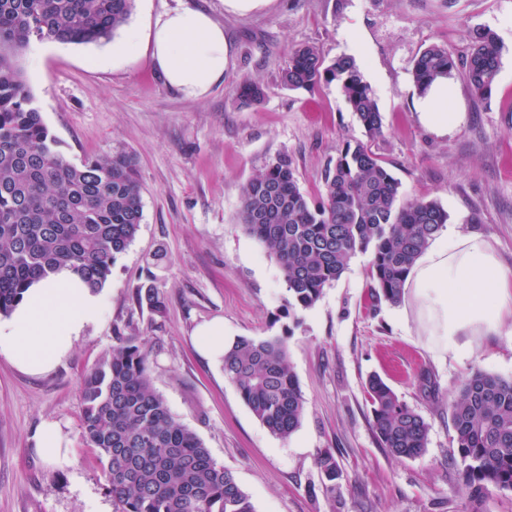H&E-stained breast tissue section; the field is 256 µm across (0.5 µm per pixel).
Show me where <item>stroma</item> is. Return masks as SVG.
Returning a JSON list of instances; mask_svg holds the SVG:
<instances>
[{"label":"stroma","instance_id":"1","mask_svg":"<svg viewBox=\"0 0 512 512\" xmlns=\"http://www.w3.org/2000/svg\"><path fill=\"white\" fill-rule=\"evenodd\" d=\"M207 11L224 28V78L200 98L166 85L143 52L113 62L127 29H148L165 11ZM493 30L503 45L490 101L461 75L448 109L461 121L440 136L418 120L416 57L441 45L466 54L467 27ZM316 45L325 60L354 57L383 118L371 142L401 183L402 199H436L450 222L493 240L512 269V0H274L238 16L223 0H134L123 29L90 44L31 41L19 59L44 123L72 162L128 152L140 174L142 221L105 285L101 322L45 376L0 357V512H116L103 466L82 438L83 377L133 336L150 353L152 386L172 414L231 470L255 512H472L454 461L449 402L475 371L512 378V335L475 342L464 362L439 360L399 305L375 301L371 256L357 254L306 310L287 313L286 284L267 248L242 228L243 186L278 155L291 158L300 189L317 198L328 162L345 142L366 139L336 83L311 91L280 84L289 52ZM247 79L264 98L242 105ZM156 276L166 308L135 299ZM224 323V340L285 337L305 399L289 438L252 414L197 330ZM380 374L429 423L427 451L397 459L377 444L365 383ZM429 384H422L421 374ZM59 423L74 466L45 464L34 436ZM331 453L341 472L333 493L317 466Z\"/></svg>","mask_w":512,"mask_h":512}]
</instances>
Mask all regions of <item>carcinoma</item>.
<instances>
[{"instance_id":"cac0c4a2","label":"carcinoma","mask_w":512,"mask_h":512,"mask_svg":"<svg viewBox=\"0 0 512 512\" xmlns=\"http://www.w3.org/2000/svg\"><path fill=\"white\" fill-rule=\"evenodd\" d=\"M132 0H0V315L7 316L33 283L67 267L90 287L105 286L142 220L137 164L125 153L71 162L44 124L18 65L32 39L85 44L110 38L128 19ZM470 50L454 56L431 45L414 61L413 82L427 93L460 71L481 100L492 97L502 46L486 27L468 31ZM336 82L368 138L384 135L381 112L350 56L330 64L318 48L291 50L281 84L292 90ZM238 96L264 97L253 81ZM436 199L400 201V182L365 143L346 145L329 163L320 201L301 191L292 161L276 157L242 189L243 229L279 265L288 309L313 307L359 253H370L374 296L396 304L416 258L448 223ZM159 312L156 277L136 292ZM83 378L82 436L98 450L117 512H254L233 473L179 422L151 385L149 352L133 336L118 337ZM225 376L274 435L291 436L304 397L282 336H239L224 348ZM366 394L382 448L399 459L426 451L430 425L379 375ZM461 478L478 506L488 485L512 491V378L475 372L449 403ZM317 464L329 485L340 476L333 455Z\"/></svg>"}]
</instances>
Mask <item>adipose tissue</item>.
<instances>
[{
	"label": "adipose tissue",
	"mask_w": 512,
	"mask_h": 512,
	"mask_svg": "<svg viewBox=\"0 0 512 512\" xmlns=\"http://www.w3.org/2000/svg\"><path fill=\"white\" fill-rule=\"evenodd\" d=\"M150 53L166 83L198 98L224 77L230 48L224 29L206 12L177 9L159 14L147 35L129 30L123 53ZM420 123L447 135L457 120L448 109V82L437 81L423 97ZM403 299L416 313L431 351L443 360L461 361L477 336H499L512 328V271L500 262L492 242L450 224L420 255L408 274ZM106 298L64 270L35 284L7 318L0 319V355L18 369L42 375L73 349L86 328L97 325Z\"/></svg>",
	"instance_id": "ef3b65f1"
}]
</instances>
